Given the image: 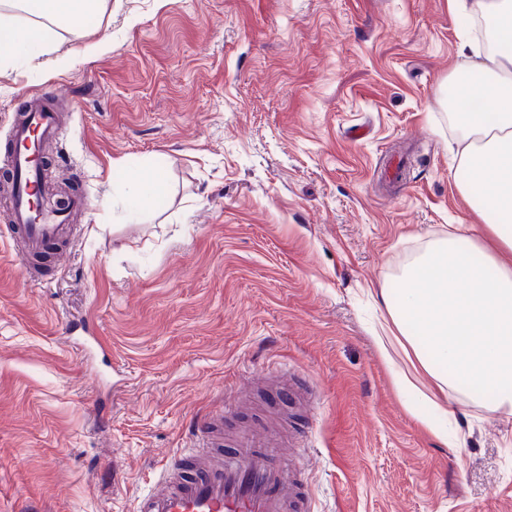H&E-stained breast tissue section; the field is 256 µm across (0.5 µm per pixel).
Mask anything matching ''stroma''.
Wrapping results in <instances>:
<instances>
[{
    "instance_id": "stroma-1",
    "label": "stroma",
    "mask_w": 512,
    "mask_h": 512,
    "mask_svg": "<svg viewBox=\"0 0 512 512\" xmlns=\"http://www.w3.org/2000/svg\"><path fill=\"white\" fill-rule=\"evenodd\" d=\"M483 50L452 0H106L0 72V144L63 86L50 182L88 202L36 277L0 211V512H136L218 412L227 454L287 415L312 512H512V407L449 386L441 443L375 340L374 294L479 221L445 87ZM136 172L167 185L137 215ZM246 367L289 370L314 409Z\"/></svg>"
}]
</instances>
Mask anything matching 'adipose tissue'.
Returning a JSON list of instances; mask_svg holds the SVG:
<instances>
[{
  "mask_svg": "<svg viewBox=\"0 0 512 512\" xmlns=\"http://www.w3.org/2000/svg\"><path fill=\"white\" fill-rule=\"evenodd\" d=\"M458 13L482 20L481 62L456 70L451 83L483 102L458 113V161L468 173L462 194L482 227L458 225L426 247L382 301L395 327L378 339L381 355L403 346L411 364L486 391L512 405V0H453ZM104 0H0V42L16 60L47 53L59 29L77 28ZM41 18L40 29L26 25ZM395 385L408 410L434 436L447 439L453 412L402 374Z\"/></svg>",
  "mask_w": 512,
  "mask_h": 512,
  "instance_id": "obj_1",
  "label": "adipose tissue"
}]
</instances>
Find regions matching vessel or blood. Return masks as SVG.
<instances>
[{"instance_id":"vessel-or-blood-1","label":"vessel or blood","mask_w":512,"mask_h":512,"mask_svg":"<svg viewBox=\"0 0 512 512\" xmlns=\"http://www.w3.org/2000/svg\"><path fill=\"white\" fill-rule=\"evenodd\" d=\"M63 93L47 90L45 97L29 101L10 122L11 129L0 165L6 166L11 183L9 235H22L30 254L39 255L69 234L70 216L83 210V198L66 206L32 203L44 192L43 164L38 149L63 138L66 130L54 106ZM266 435L252 430L238 434L236 450L224 460L207 465L195 458L164 465L161 487L137 502L136 512H310L304 486L293 470L276 465V457H300L298 440L270 451Z\"/></svg>"}]
</instances>
